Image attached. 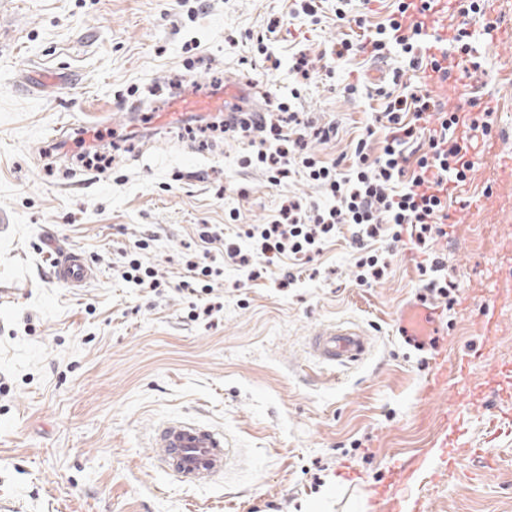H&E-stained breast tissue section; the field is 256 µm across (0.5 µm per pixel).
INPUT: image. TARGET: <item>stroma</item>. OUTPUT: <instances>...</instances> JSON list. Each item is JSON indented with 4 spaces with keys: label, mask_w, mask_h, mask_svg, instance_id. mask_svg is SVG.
<instances>
[{
    "label": "stroma",
    "mask_w": 512,
    "mask_h": 512,
    "mask_svg": "<svg viewBox=\"0 0 512 512\" xmlns=\"http://www.w3.org/2000/svg\"><path fill=\"white\" fill-rule=\"evenodd\" d=\"M294 0H0V512H388L382 491L393 459L453 456L451 477L429 481L431 512H512V436L491 438L488 417L512 419V198L473 211L448 204V234L433 244L458 286L453 308L436 299L446 349L481 340L486 308L499 318L478 360L449 362L475 410L442 422L441 396L424 388L434 351L414 350L393 330L397 309L423 295L421 254L398 246L385 276L358 285L349 237L328 243L280 286L288 259L248 279L201 224H266L288 198L310 206L326 196L295 175L273 184L246 156L270 148L259 127L201 145L184 125L156 129L171 78L215 88L252 80L247 108L274 112L287 100L308 150L329 162L349 152L383 109L366 84L367 54L337 59L348 31L334 0L318 23L290 15ZM283 26L268 34L270 19ZM277 57L306 55L312 77L289 100L287 67L266 69L256 44ZM512 44L490 46L454 79L512 97L498 80ZM113 127L111 169L46 159L63 137ZM334 126L335 136L316 137ZM138 135H126L128 127ZM139 254L162 286L122 278V254ZM84 253L96 270L73 289L50 275L57 249ZM209 252L222 270L211 317L193 318L178 290L186 262ZM347 322L372 336L362 363L331 370L308 354L319 327ZM171 416L228 432L241 464L205 488L181 486L158 469L148 437ZM490 449L486 472L463 444Z\"/></svg>",
    "instance_id": "1"
}]
</instances>
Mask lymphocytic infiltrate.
<instances>
[{"instance_id": "f902f5d3", "label": "lymphocytic infiltrate", "mask_w": 512, "mask_h": 512, "mask_svg": "<svg viewBox=\"0 0 512 512\" xmlns=\"http://www.w3.org/2000/svg\"><path fill=\"white\" fill-rule=\"evenodd\" d=\"M430 9L429 0H400L397 15L387 26L356 40L342 39L336 45L340 59L355 51L381 57L394 48L405 59L404 68L393 70L388 86L376 90L385 101L378 115L380 139L364 135L350 153L327 164L308 152L303 139L293 140L285 134V125L297 119L290 103H279L280 115L275 121H267L261 114L255 116L254 125L268 127L277 143L274 152H258L257 162L267 165L277 182L293 169H300L324 189L327 204L305 209L292 200L281 206L271 223L250 225L246 236L257 247L253 254L243 252L236 243L224 242L223 230L209 226L199 232L202 242H223L228 258L247 269L253 279L259 275L254 268L256 258L270 262L286 257L305 264L346 230L357 253L356 281L365 286L379 280L387 269L374 242L383 237L393 245L406 241L425 255L418 270L427 290L451 297L456 286L441 276L446 262L441 256L430 255L429 250L434 240L447 234L442 202L448 193L445 176L452 172L457 181H465V169H453L452 159L460 140H474L480 125L477 119L453 111L445 113L439 130L427 132L425 123L437 112L438 102L427 93L404 95L396 91L405 68L419 63L417 39Z\"/></svg>"}]
</instances>
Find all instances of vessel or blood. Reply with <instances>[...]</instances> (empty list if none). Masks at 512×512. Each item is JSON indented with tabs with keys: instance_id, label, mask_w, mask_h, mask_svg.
<instances>
[{
	"instance_id": "b4317fda",
	"label": "vessel or blood",
	"mask_w": 512,
	"mask_h": 512,
	"mask_svg": "<svg viewBox=\"0 0 512 512\" xmlns=\"http://www.w3.org/2000/svg\"><path fill=\"white\" fill-rule=\"evenodd\" d=\"M503 0H478L479 13L484 20L482 28L468 47L466 54L479 57L493 44L512 42V24L503 22ZM429 55L444 59L448 54V28L436 14L430 15L426 28ZM248 80H227L221 92H192L180 94L156 110L155 125H168L172 118L187 114L217 115L238 112L248 98ZM432 92L450 100L451 107L467 109L479 105L499 112L503 102L494 96L476 95L473 86L461 82L456 96H449L447 87H433ZM482 159H499L505 180H512V157L506 156L498 137H490L481 154ZM93 266L83 253L66 250L58 253L52 276L58 284L67 288H80L93 279ZM397 331L414 346H422L428 337L438 335V310L418 301L405 305L397 316ZM372 342L368 332L351 323H330L320 327L307 339V352L318 364L333 369L347 367L362 361L371 351ZM426 387L427 397L447 394L450 414L459 416L468 412L471 399L465 387L448 380V358L439 353ZM151 456L159 469L170 474L184 486L204 487L240 464V455L233 447L228 433L222 429L202 424L185 417H170L163 420L149 439ZM447 462H433L428 454H420L414 465L393 468L396 497L393 501L396 512H428V504L415 488L422 475L438 477L447 469Z\"/></svg>"
}]
</instances>
